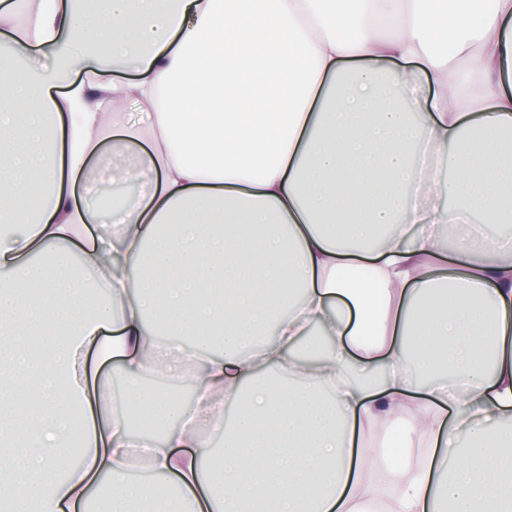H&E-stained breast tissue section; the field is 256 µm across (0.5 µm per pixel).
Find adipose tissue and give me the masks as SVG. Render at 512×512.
Instances as JSON below:
<instances>
[{
    "instance_id": "obj_1",
    "label": "adipose tissue",
    "mask_w": 512,
    "mask_h": 512,
    "mask_svg": "<svg viewBox=\"0 0 512 512\" xmlns=\"http://www.w3.org/2000/svg\"><path fill=\"white\" fill-rule=\"evenodd\" d=\"M0 30V512H380L378 428L387 512H512V249L439 246L512 223V0H6ZM112 165L150 189L76 193ZM187 363L192 403L145 386Z\"/></svg>"
}]
</instances>
